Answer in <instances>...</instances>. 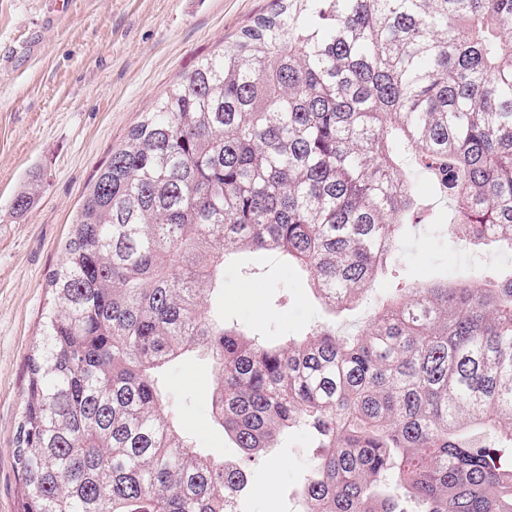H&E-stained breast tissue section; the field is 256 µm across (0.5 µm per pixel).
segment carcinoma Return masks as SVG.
I'll return each mask as SVG.
<instances>
[{"mask_svg":"<svg viewBox=\"0 0 512 512\" xmlns=\"http://www.w3.org/2000/svg\"><path fill=\"white\" fill-rule=\"evenodd\" d=\"M512 250V0H275L177 78L80 204L28 357L20 512H238L245 464L304 428L302 512H512V274L383 296L364 327L268 346L208 305L276 252L331 313L398 267L407 224ZM40 175L13 201L26 211ZM189 353L242 452L183 434Z\"/></svg>","mask_w":512,"mask_h":512,"instance_id":"cac0c4a2","label":"carcinoma"}]
</instances>
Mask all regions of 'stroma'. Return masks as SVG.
I'll return each mask as SVG.
<instances>
[{"instance_id":"1","label":"stroma","mask_w":512,"mask_h":512,"mask_svg":"<svg viewBox=\"0 0 512 512\" xmlns=\"http://www.w3.org/2000/svg\"><path fill=\"white\" fill-rule=\"evenodd\" d=\"M274 0H0V512H19L13 451L27 399V360L52 299L48 275L100 167L155 100L201 57ZM26 55L12 57L18 45ZM41 177L31 207L12 204L31 172ZM401 280L436 281L473 267L512 272V251L464 246L450 224H410L399 251ZM211 302L226 323L268 344L304 336L331 315L307 275L276 253H236ZM215 377L191 357L165 378L182 431L211 453L240 451L209 414ZM312 458L305 431L291 434L252 467L241 512H300Z\"/></svg>"}]
</instances>
